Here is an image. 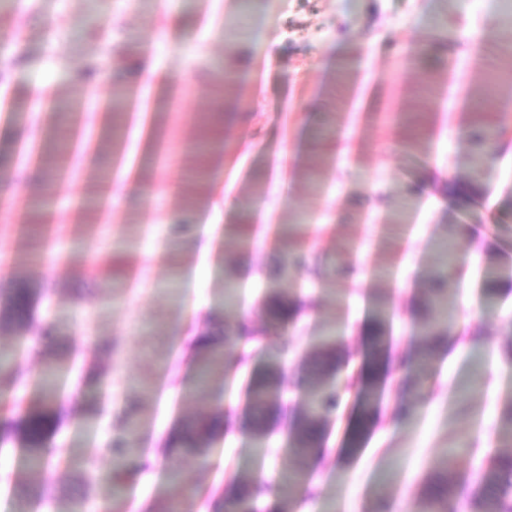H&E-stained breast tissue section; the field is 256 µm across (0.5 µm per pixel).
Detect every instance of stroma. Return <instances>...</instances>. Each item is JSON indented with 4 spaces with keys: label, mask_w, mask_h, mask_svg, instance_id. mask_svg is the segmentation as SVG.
Segmentation results:
<instances>
[{
    "label": "stroma",
    "mask_w": 512,
    "mask_h": 512,
    "mask_svg": "<svg viewBox=\"0 0 512 512\" xmlns=\"http://www.w3.org/2000/svg\"><path fill=\"white\" fill-rule=\"evenodd\" d=\"M465 29L485 36L478 60L458 37ZM145 48L157 82L179 92L157 113L159 148L142 161L152 196L118 203L102 222L96 200L115 181L110 158L66 150L58 182L21 169L16 146L64 124L127 145L126 122L104 120L100 105L130 71L108 66L90 80L84 72ZM460 65L469 68L466 100L449 112L448 73ZM0 75L13 100L0 112V177L16 183L0 205V291L30 288L55 310L25 325L0 321V348L23 350L16 370L0 374V417L26 410L34 375L59 361L66 412L49 432L50 455H71L34 472L19 445L1 449L0 512H13L26 487H44V512L110 498L113 460L100 447L126 444L132 420L141 428L124 458L127 512H178L198 499L215 512L236 466L265 485L261 508L277 500L298 465L289 410L272 420L269 447H256L241 394L251 363L229 375L215 368L199 393L193 349L174 335L222 336L230 318L213 310L230 279L241 302L261 300L271 281L301 304L267 341L288 350L282 385L293 398L323 329L338 327L348 375L361 368L362 328L376 305L394 314L386 386L411 399V415L396 417L395 398L385 399L381 422L352 455L345 447L360 412L342 393L324 452L306 465L312 492L292 512H419L449 449L468 441L457 460L464 474L501 450L512 408V17L502 0L465 9L455 0H270L245 10L239 0H0ZM221 97L249 109L216 116ZM490 126L499 130L493 158L472 171ZM229 187L242 206L217 229L202 278L201 216ZM257 206L272 213L273 232L254 224ZM444 239L461 273L446 279L452 329L427 350L412 310L432 286ZM307 249L325 264L316 286L273 278L287 254ZM424 352L426 380L405 382L402 363ZM219 404L231 426L208 455L172 447L178 427Z\"/></svg>",
    "instance_id": "35a3bbf8"
}]
</instances>
